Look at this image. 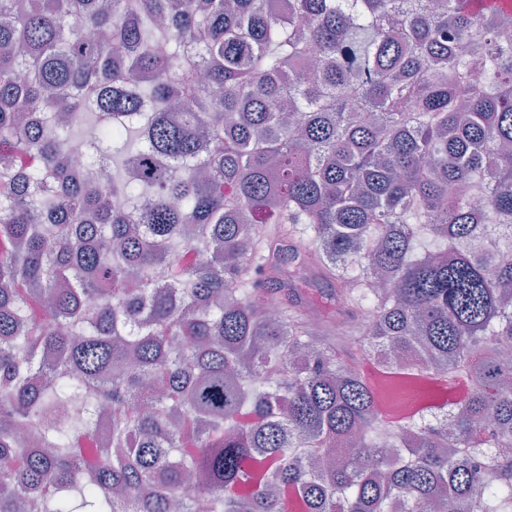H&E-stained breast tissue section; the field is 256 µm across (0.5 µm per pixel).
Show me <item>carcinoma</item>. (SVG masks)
Returning <instances> with one entry per match:
<instances>
[{
  "mask_svg": "<svg viewBox=\"0 0 512 512\" xmlns=\"http://www.w3.org/2000/svg\"><path fill=\"white\" fill-rule=\"evenodd\" d=\"M473 2L0 0V512H512V8Z\"/></svg>",
  "mask_w": 512,
  "mask_h": 512,
  "instance_id": "cac0c4a2",
  "label": "carcinoma"
}]
</instances>
